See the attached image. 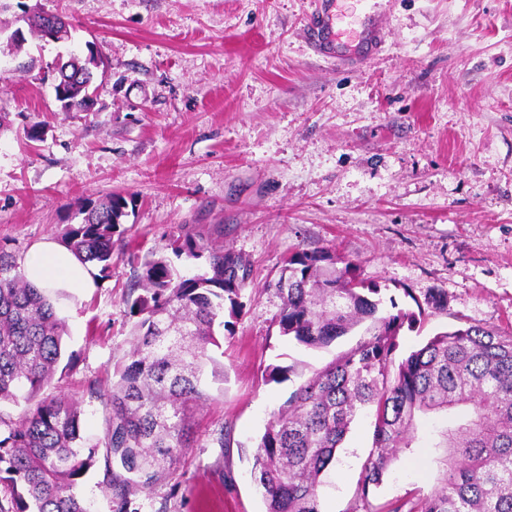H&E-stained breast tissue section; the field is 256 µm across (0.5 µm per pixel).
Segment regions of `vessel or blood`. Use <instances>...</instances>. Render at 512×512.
<instances>
[{
  "mask_svg": "<svg viewBox=\"0 0 512 512\" xmlns=\"http://www.w3.org/2000/svg\"><path fill=\"white\" fill-rule=\"evenodd\" d=\"M377 6V0H318L308 23L314 52L332 56L353 42L381 44L385 33L374 22Z\"/></svg>",
  "mask_w": 512,
  "mask_h": 512,
  "instance_id": "vessel-or-blood-1",
  "label": "vessel or blood"
}]
</instances>
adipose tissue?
<instances>
[{"mask_svg": "<svg viewBox=\"0 0 512 512\" xmlns=\"http://www.w3.org/2000/svg\"><path fill=\"white\" fill-rule=\"evenodd\" d=\"M21 265L31 284L48 292L88 291L96 286L93 267L53 240L36 245Z\"/></svg>", "mask_w": 512, "mask_h": 512, "instance_id": "adipose-tissue-1", "label": "adipose tissue"}]
</instances>
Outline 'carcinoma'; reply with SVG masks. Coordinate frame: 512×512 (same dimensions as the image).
Returning a JSON list of instances; mask_svg holds the SVG:
<instances>
[{"label": "carcinoma", "mask_w": 512, "mask_h": 512, "mask_svg": "<svg viewBox=\"0 0 512 512\" xmlns=\"http://www.w3.org/2000/svg\"><path fill=\"white\" fill-rule=\"evenodd\" d=\"M59 70L81 74L60 110L91 102L98 71L72 54ZM127 200L112 195L86 202L61 242L99 275L112 272V237L127 216ZM177 252L209 270L181 277L160 258L137 275L144 293L131 302L141 316L132 348L115 367L106 393L90 392L109 408L103 436L87 447L81 402L39 398L49 386L66 334L45 291L24 276L16 256L0 245V404L21 408L0 433V481L14 490L12 512H90L80 481L105 461L111 512H129L131 497L148 490L189 448V412L208 399L206 374L218 370L217 331L228 326L251 276L242 255L185 236ZM343 267H337V263ZM282 305L280 333L312 348L330 345L369 321L367 337L342 353L271 412L255 451V480L265 512H321L320 476L336 461L360 410H374L373 449L362 465L351 512H375L371 497L401 453L418 442V419L442 413L440 477L418 501L397 500L387 512H512V335L482 326L441 332L401 361L396 338L416 314L380 313V289L365 284L355 264L320 251H297L275 283Z\"/></svg>", "instance_id": "obj_1"}]
</instances>
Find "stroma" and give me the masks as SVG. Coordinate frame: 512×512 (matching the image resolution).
<instances>
[{"label": "stroma", "instance_id": "1", "mask_svg": "<svg viewBox=\"0 0 512 512\" xmlns=\"http://www.w3.org/2000/svg\"><path fill=\"white\" fill-rule=\"evenodd\" d=\"M315 0H0V43L33 11L71 38L28 36L0 51V243L23 258L80 223L78 207L119 193L112 273L56 302L68 333L42 395L81 402L88 443L137 322L133 277L186 234L245 256L243 307L224 334V380L189 416L191 446L133 497L130 512H264L254 454L270 413L366 336L330 346L280 335L274 283L297 250L354 260L382 299L420 311L398 352L471 325L512 334V0H387L379 51L348 70L315 54ZM92 45L105 62L88 112L59 111L51 68ZM447 291L446 309L432 301ZM282 379L268 381L272 367ZM439 415L420 420L372 503L431 493ZM374 418L354 421L323 475L322 512H349Z\"/></svg>", "mask_w": 512, "mask_h": 512}]
</instances>
